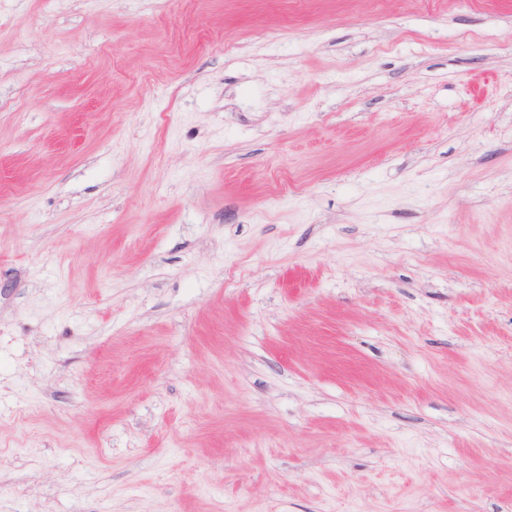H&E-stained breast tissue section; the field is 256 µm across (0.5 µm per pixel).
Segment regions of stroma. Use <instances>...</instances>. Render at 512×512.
Here are the masks:
<instances>
[{
	"mask_svg": "<svg viewBox=\"0 0 512 512\" xmlns=\"http://www.w3.org/2000/svg\"><path fill=\"white\" fill-rule=\"evenodd\" d=\"M0 512H512V0H0Z\"/></svg>",
	"mask_w": 512,
	"mask_h": 512,
	"instance_id": "35a3bbf8",
	"label": "stroma"
}]
</instances>
